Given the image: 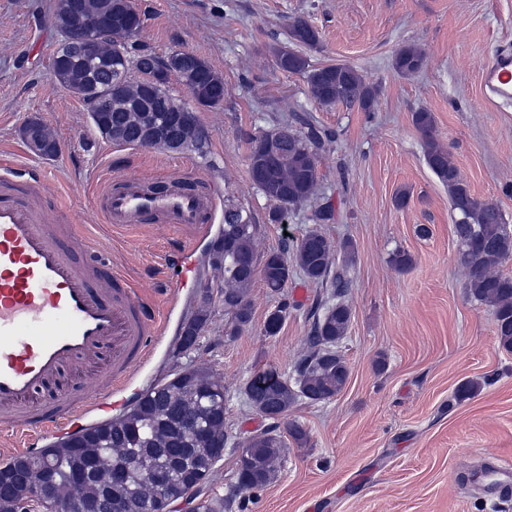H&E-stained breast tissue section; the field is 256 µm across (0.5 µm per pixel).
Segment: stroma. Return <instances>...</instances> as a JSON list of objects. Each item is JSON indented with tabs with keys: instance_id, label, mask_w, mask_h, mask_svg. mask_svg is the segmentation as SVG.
<instances>
[{
	"instance_id": "stroma-1",
	"label": "stroma",
	"mask_w": 512,
	"mask_h": 512,
	"mask_svg": "<svg viewBox=\"0 0 512 512\" xmlns=\"http://www.w3.org/2000/svg\"><path fill=\"white\" fill-rule=\"evenodd\" d=\"M56 3L0 0V154L48 175L75 224L110 247L113 267L130 275L152 310L170 283L161 259L181 236L165 224L107 229L92 200L116 175L193 173L250 212L261 255L313 230L354 250L344 298L351 324L339 345L348 381L330 401L290 409L307 445L286 441L276 478L240 492L233 512H512V495H484L471 481L491 457L512 460V351L500 345L490 311L468 296V274L454 259L448 192L428 168L412 122L414 112H431L472 192L512 224V106L487 102L481 87L490 46L512 39V0H134L144 17L142 48L193 51L224 78L223 103L197 113L207 145L180 153L115 145L94 129L88 105L53 75ZM296 17L320 34L318 48L306 52L311 65L348 63L379 85L376 112L321 106L303 75L279 69L274 49L287 43ZM406 43L424 51L425 66L402 78L391 59ZM295 112L311 113L333 134L319 151L316 198L333 211L325 223L312 221L308 206L270 223L273 203L249 176L250 138ZM31 118L59 143L55 157L35 154L22 139ZM403 191L408 202L396 206ZM420 224L429 237L417 236ZM223 225L216 213L207 235L191 243L195 282L179 289L162 341L113 392L106 412L119 416L150 386L184 367L207 366L224 384V428L235 445L215 463L200 501L226 495L236 483L238 442L270 425L250 406L247 381L264 370L292 375L309 350L314 315L331 299L328 288L298 274L277 292L255 281L253 321L232 334L224 277L207 256ZM398 250L413 258L407 271L391 263ZM206 291L208 322L196 347L182 352L181 326ZM278 307L287 319L278 335L266 336L265 317ZM487 375L493 383L452 402L462 381Z\"/></svg>"
}]
</instances>
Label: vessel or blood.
<instances>
[{"instance_id":"b4317fda","label":"vessel or blood","mask_w":512,"mask_h":512,"mask_svg":"<svg viewBox=\"0 0 512 512\" xmlns=\"http://www.w3.org/2000/svg\"><path fill=\"white\" fill-rule=\"evenodd\" d=\"M486 96L512 103V42L495 44L482 69ZM17 168L0 158V456L30 451L36 438L98 410L114 388L147 361L166 332L129 280L112 268L109 250L71 224L60 205L50 223L36 200L48 191L40 172L28 171L16 191ZM185 172L161 177L119 175L93 204L111 229L167 224L190 238L207 234L219 206ZM92 378L96 395L60 386L62 373ZM474 483L489 494L512 491V463L501 461Z\"/></svg>"}]
</instances>
